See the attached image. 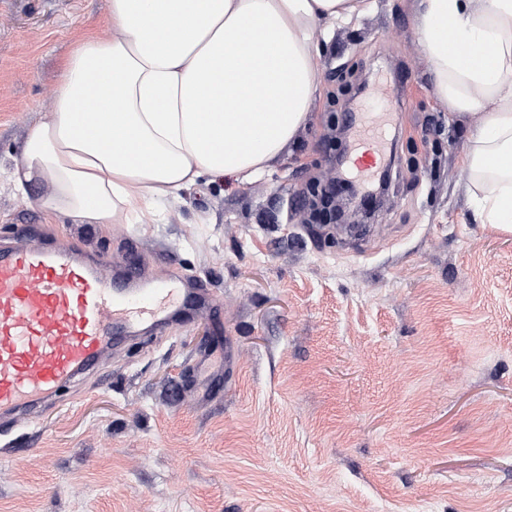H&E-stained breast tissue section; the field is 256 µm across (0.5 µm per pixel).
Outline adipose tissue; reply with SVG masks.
I'll return each mask as SVG.
<instances>
[{
    "instance_id": "1",
    "label": "adipose tissue",
    "mask_w": 512,
    "mask_h": 512,
    "mask_svg": "<svg viewBox=\"0 0 512 512\" xmlns=\"http://www.w3.org/2000/svg\"><path fill=\"white\" fill-rule=\"evenodd\" d=\"M366 0H109V35L63 63L53 109L9 172L72 224H122L200 179L245 184L312 117L321 26ZM438 100L469 118L484 224L512 230V0H419Z\"/></svg>"
}]
</instances>
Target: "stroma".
Instances as JSON below:
<instances>
[{"label": "stroma", "instance_id": "1", "mask_svg": "<svg viewBox=\"0 0 512 512\" xmlns=\"http://www.w3.org/2000/svg\"><path fill=\"white\" fill-rule=\"evenodd\" d=\"M108 0H0V248L16 225L155 276L203 279L213 314L128 343L74 403L13 433L0 512H512V234L479 223L470 127L437 99L414 0L333 24L312 119L246 186L198 183L131 224H63L6 172ZM399 73L396 169L355 227L313 220L332 124ZM232 339L233 368L208 349Z\"/></svg>", "mask_w": 512, "mask_h": 512}]
</instances>
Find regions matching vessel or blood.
<instances>
[{"mask_svg":"<svg viewBox=\"0 0 512 512\" xmlns=\"http://www.w3.org/2000/svg\"><path fill=\"white\" fill-rule=\"evenodd\" d=\"M181 282L175 268L160 279L62 243L0 249V422L31 427L120 339L184 327L216 304L204 283Z\"/></svg>","mask_w":512,"mask_h":512,"instance_id":"obj_1","label":"vessel or blood"}]
</instances>
